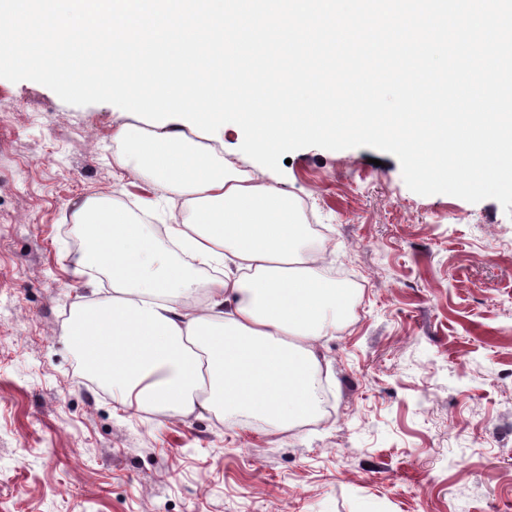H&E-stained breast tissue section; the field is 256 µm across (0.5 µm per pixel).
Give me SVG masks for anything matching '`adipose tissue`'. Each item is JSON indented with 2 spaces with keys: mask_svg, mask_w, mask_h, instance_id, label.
<instances>
[{
  "mask_svg": "<svg viewBox=\"0 0 512 512\" xmlns=\"http://www.w3.org/2000/svg\"><path fill=\"white\" fill-rule=\"evenodd\" d=\"M113 138L131 173L184 199L164 235L117 199L74 204L89 242L75 276L100 272L109 296L74 303L63 336L125 408L225 421L257 416L270 431L316 410L329 336L354 290L328 277L291 195L264 171L241 170L220 142L189 127L124 124Z\"/></svg>",
  "mask_w": 512,
  "mask_h": 512,
  "instance_id": "ef3b65f1",
  "label": "adipose tissue"
}]
</instances>
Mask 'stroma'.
<instances>
[{
    "label": "stroma",
    "mask_w": 512,
    "mask_h": 512,
    "mask_svg": "<svg viewBox=\"0 0 512 512\" xmlns=\"http://www.w3.org/2000/svg\"><path fill=\"white\" fill-rule=\"evenodd\" d=\"M139 116L0 79V512H512V217L408 189L372 148L291 152L270 179L309 202L328 273L357 282L321 339V405L285 433L124 409L61 334L79 296L75 202L166 223L113 140Z\"/></svg>",
    "instance_id": "35a3bbf8"
}]
</instances>
